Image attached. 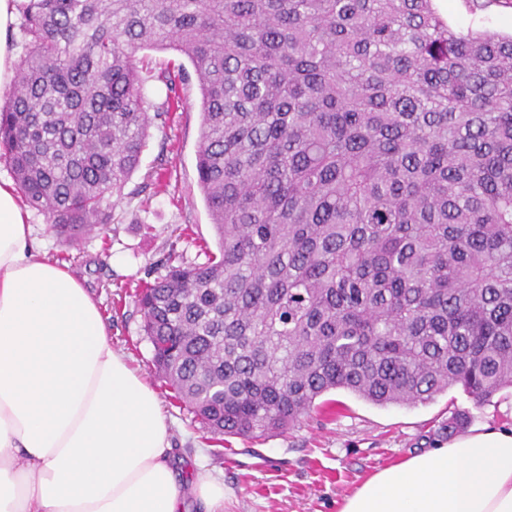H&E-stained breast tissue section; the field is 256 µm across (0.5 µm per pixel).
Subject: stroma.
Returning <instances> with one entry per match:
<instances>
[{
    "label": "stroma",
    "mask_w": 512,
    "mask_h": 512,
    "mask_svg": "<svg viewBox=\"0 0 512 512\" xmlns=\"http://www.w3.org/2000/svg\"><path fill=\"white\" fill-rule=\"evenodd\" d=\"M443 9L459 29L512 32V6L504 0H491L476 12L466 0H445ZM136 58L153 121L140 166L112 207L110 223L67 242L50 230L43 214L31 212L30 222L41 256L61 260L99 300L113 349L157 393L187 480L210 475L223 481L224 512H339L345 497L379 469L448 443L443 426L455 414H467L465 433L485 425L512 429L511 389L479 408L458 388L412 407H380L336 391L282 434L257 441L228 437L220 443L193 413L173 403L153 371V348L135 291L141 282L164 275L167 260L201 263L204 249L217 244L198 187V84L192 79L180 85L179 108L158 118L166 88L156 75L183 58L172 50H141Z\"/></svg>",
    "instance_id": "obj_1"
}]
</instances>
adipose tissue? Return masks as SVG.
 I'll list each match as a JSON object with an SVG mask.
<instances>
[{"label": "adipose tissue", "mask_w": 512, "mask_h": 512, "mask_svg": "<svg viewBox=\"0 0 512 512\" xmlns=\"http://www.w3.org/2000/svg\"><path fill=\"white\" fill-rule=\"evenodd\" d=\"M20 0H0V94ZM0 181V512H182L170 430L98 301L40 256ZM339 512H512V430L482 427L378 470Z\"/></svg>", "instance_id": "adipose-tissue-1"}]
</instances>
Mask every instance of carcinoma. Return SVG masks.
I'll return each mask as SVG.
<instances>
[{
	"instance_id": "cac0c4a2",
	"label": "carcinoma",
	"mask_w": 512,
	"mask_h": 512,
	"mask_svg": "<svg viewBox=\"0 0 512 512\" xmlns=\"http://www.w3.org/2000/svg\"><path fill=\"white\" fill-rule=\"evenodd\" d=\"M0 159L76 237L151 118L136 53L200 92L218 253L137 293L153 366L209 432L260 439L346 390L378 406L512 388V34L434 0H26ZM156 79L171 95L183 66Z\"/></svg>"
}]
</instances>
